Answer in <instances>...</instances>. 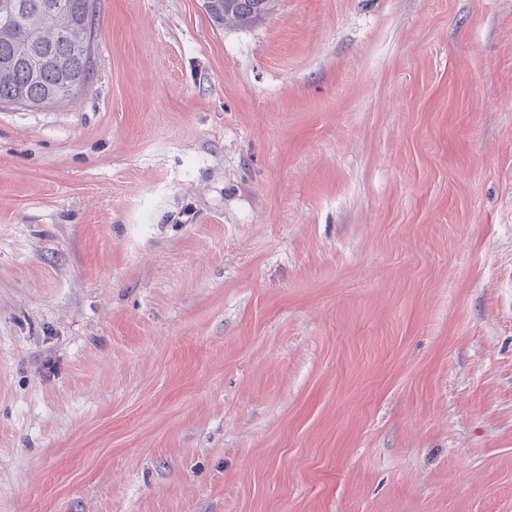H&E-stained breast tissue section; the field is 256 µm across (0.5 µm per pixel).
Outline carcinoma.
<instances>
[{
	"label": "carcinoma",
	"instance_id": "obj_1",
	"mask_svg": "<svg viewBox=\"0 0 512 512\" xmlns=\"http://www.w3.org/2000/svg\"><path fill=\"white\" fill-rule=\"evenodd\" d=\"M17 14L0 12V102L23 99L24 106L41 108L45 98L70 99L94 74L86 56L97 36V0H19ZM274 0H206L210 16L220 24L248 26L268 15ZM40 46L54 56L47 66L28 53Z\"/></svg>",
	"mask_w": 512,
	"mask_h": 512
}]
</instances>
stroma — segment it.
<instances>
[{"instance_id": "stroma-1", "label": "stroma", "mask_w": 512, "mask_h": 512, "mask_svg": "<svg viewBox=\"0 0 512 512\" xmlns=\"http://www.w3.org/2000/svg\"><path fill=\"white\" fill-rule=\"evenodd\" d=\"M205 2L0 103V512H512V0ZM274 0H207L210 16L220 24L248 26L268 15Z\"/></svg>"}]
</instances>
